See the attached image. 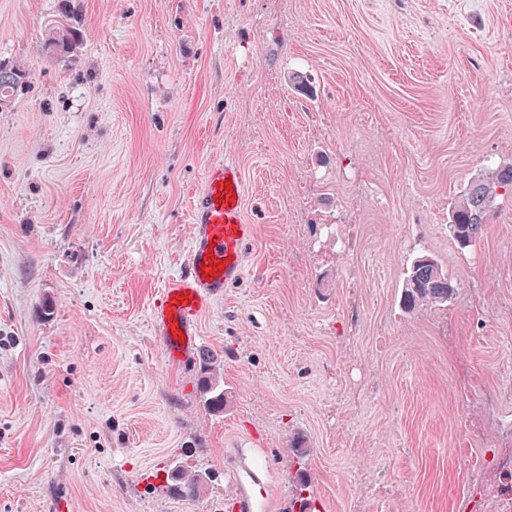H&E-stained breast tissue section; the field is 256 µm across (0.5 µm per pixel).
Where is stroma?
Segmentation results:
<instances>
[{
	"label": "stroma",
	"instance_id": "obj_1",
	"mask_svg": "<svg viewBox=\"0 0 512 512\" xmlns=\"http://www.w3.org/2000/svg\"><path fill=\"white\" fill-rule=\"evenodd\" d=\"M60 7L0 0V63L29 74L0 108V512H224L238 448L316 512H354L361 465L403 489L374 512H462L455 443L493 447L482 404L512 386V193L476 244L448 226L512 169V0H71L63 60ZM226 158L255 238L199 322L214 411L150 309ZM421 257L447 309L405 306ZM177 465L211 472L198 497L166 491ZM50 30L51 34L48 38V46L52 48L53 54H55L58 59L68 56L82 39L80 30L70 24H68V26L62 24L55 25Z\"/></svg>",
	"mask_w": 512,
	"mask_h": 512
}]
</instances>
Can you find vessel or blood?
<instances>
[{
  "instance_id": "vessel-or-blood-1",
  "label": "vessel or blood",
  "mask_w": 512,
  "mask_h": 512,
  "mask_svg": "<svg viewBox=\"0 0 512 512\" xmlns=\"http://www.w3.org/2000/svg\"><path fill=\"white\" fill-rule=\"evenodd\" d=\"M188 255L183 269L162 289L150 319L169 363L188 367L201 357L197 325L225 288L241 280L254 227L245 215V178L240 165L227 159L210 165L191 210ZM267 449L241 458L231 473L232 512H286L265 488Z\"/></svg>"
}]
</instances>
